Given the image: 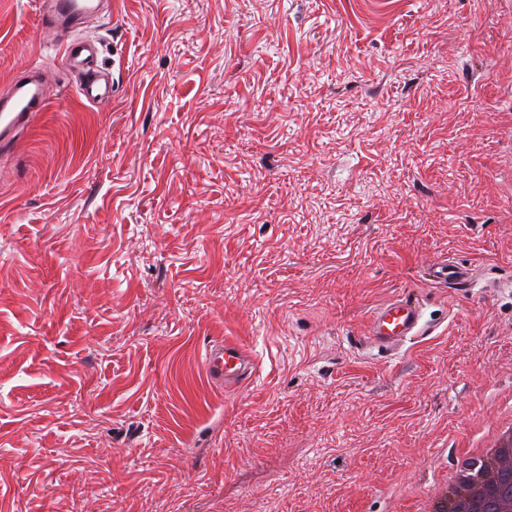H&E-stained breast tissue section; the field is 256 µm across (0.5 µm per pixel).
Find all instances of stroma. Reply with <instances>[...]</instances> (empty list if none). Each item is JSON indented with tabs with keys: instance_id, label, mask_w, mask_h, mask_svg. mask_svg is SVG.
<instances>
[{
	"instance_id": "stroma-1",
	"label": "stroma",
	"mask_w": 512,
	"mask_h": 512,
	"mask_svg": "<svg viewBox=\"0 0 512 512\" xmlns=\"http://www.w3.org/2000/svg\"><path fill=\"white\" fill-rule=\"evenodd\" d=\"M82 100L0 0V512H420L512 392V0H120ZM470 266L467 291L424 266ZM419 292L387 358L370 312ZM256 370L210 387L209 341ZM47 106L36 77L28 70L16 79L7 94L0 97V151L11 149L16 134L23 129L36 112ZM369 336L378 352L414 345L424 336H430L435 324L424 317L423 305L412 289H404L387 300L370 315Z\"/></svg>"
}]
</instances>
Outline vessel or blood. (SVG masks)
<instances>
[{"label":"vessel or blood","instance_id":"obj_1","mask_svg":"<svg viewBox=\"0 0 512 512\" xmlns=\"http://www.w3.org/2000/svg\"><path fill=\"white\" fill-rule=\"evenodd\" d=\"M99 5L100 0H38L39 17L48 39L56 44L64 65L79 72L77 92L91 104L109 98L112 83L97 67L95 41L74 35L73 30ZM46 106L35 70L16 79L8 93L0 96V151L11 149L16 134ZM421 277L424 282L443 288L471 285L467 266L453 260L444 259L426 267ZM433 330L418 295L405 289L371 313L368 341L381 351L398 345L409 347ZM203 367L212 383L231 388L250 378L252 363L244 346L227 338L206 348Z\"/></svg>","mask_w":512,"mask_h":512}]
</instances>
